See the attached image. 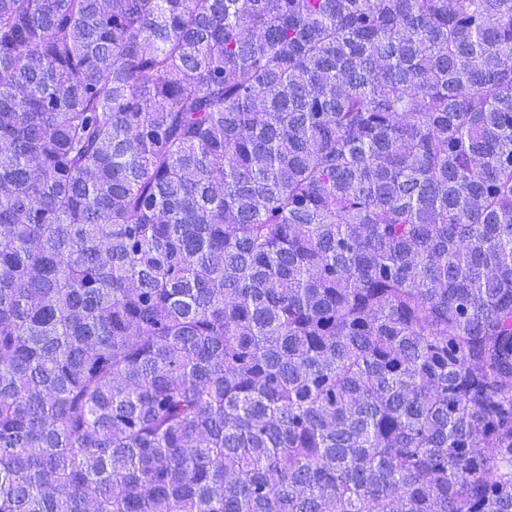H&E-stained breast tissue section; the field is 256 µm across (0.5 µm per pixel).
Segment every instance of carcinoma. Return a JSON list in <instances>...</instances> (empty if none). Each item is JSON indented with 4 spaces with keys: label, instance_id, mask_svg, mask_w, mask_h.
Instances as JSON below:
<instances>
[{
    "label": "carcinoma",
    "instance_id": "carcinoma-1",
    "mask_svg": "<svg viewBox=\"0 0 512 512\" xmlns=\"http://www.w3.org/2000/svg\"><path fill=\"white\" fill-rule=\"evenodd\" d=\"M0 512H512V0H0Z\"/></svg>",
    "mask_w": 512,
    "mask_h": 512
}]
</instances>
